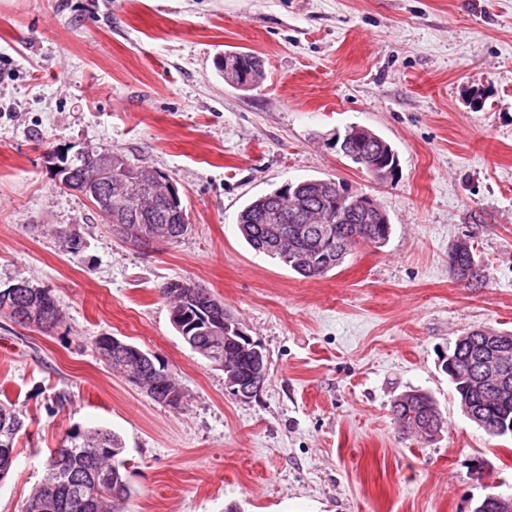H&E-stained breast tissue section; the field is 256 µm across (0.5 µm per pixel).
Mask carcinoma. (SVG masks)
Wrapping results in <instances>:
<instances>
[{"mask_svg": "<svg viewBox=\"0 0 512 512\" xmlns=\"http://www.w3.org/2000/svg\"><path fill=\"white\" fill-rule=\"evenodd\" d=\"M149 167L131 166L119 151H112V215L123 219L133 231L129 242L149 244L143 237L151 224L170 223L174 231L167 243L180 241L188 234L190 225L181 222V200L164 196V186L156 181H146L137 176L138 170ZM314 180L306 179L288 183V215L298 218L286 224H267L261 212L269 204L265 195L248 203L238 215V229L249 246L278 260L288 269L304 278L323 276L340 266L346 256L360 244L383 246L391 233L389 224H338L328 220L336 195L317 193L311 189ZM294 255L314 258L310 266H295ZM197 286L180 280H170L162 285V296L175 309L188 316L185 325L191 326L187 334L194 335V321L204 307ZM490 328L472 329L460 336L448 348V354L457 355L455 375L448 377L459 400L463 414L491 438L506 436L512 425V386L497 390L483 385L476 388L472 381L481 377L477 363L485 337ZM96 349L105 364L122 374L124 367L141 360L135 352L125 359L109 360L107 347L97 338ZM192 350L218 364L235 363L246 369L249 361L239 351L234 341L211 342L208 336L197 337ZM165 366L146 369L141 387L153 401L174 409L184 406V401L173 404L166 400V391L180 393L178 381L170 377L161 383L159 375ZM394 420L402 430L428 440L443 425V418L433 398L426 392L414 390L398 397L392 405ZM27 431L23 412L10 402L0 400V446L8 443L16 448L18 437ZM124 444L121 437L107 428L77 429L68 433L61 447L52 451L46 461L41 484L23 503L21 512H126L132 491L123 473L121 454Z\"/></svg>", "mask_w": 512, "mask_h": 512, "instance_id": "obj_1", "label": "carcinoma"}]
</instances>
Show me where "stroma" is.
Returning <instances> with one entry per match:
<instances>
[{
  "label": "stroma",
  "mask_w": 512,
  "mask_h": 512,
  "mask_svg": "<svg viewBox=\"0 0 512 512\" xmlns=\"http://www.w3.org/2000/svg\"><path fill=\"white\" fill-rule=\"evenodd\" d=\"M239 51L263 61L247 89L219 68ZM353 125L396 151L395 179L343 156ZM90 145L165 176L184 239L121 242L61 188L48 148ZM305 179L372 198L388 242L314 278L252 250L239 212ZM461 238L482 284L449 271ZM21 279L63 319L0 317V400L32 421L0 512H19L76 427L121 436L127 512H472L512 497V440L463 415L439 361L471 329L512 331V0H0V290ZM171 280L206 288L262 346L255 397L232 396L174 329ZM106 335L157 356L184 408L113 373L95 350ZM411 390L445 420L431 439L391 415Z\"/></svg>",
  "instance_id": "stroma-1"
}]
</instances>
